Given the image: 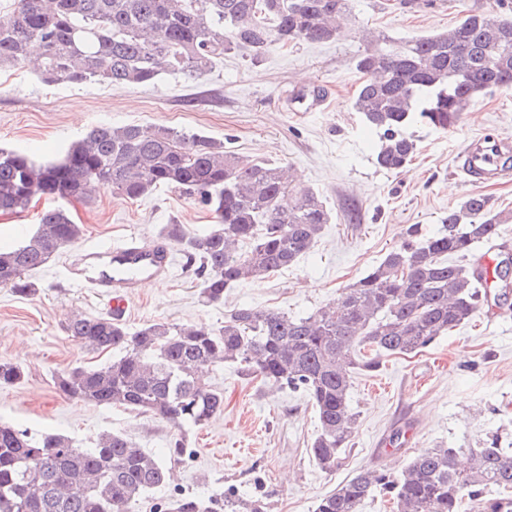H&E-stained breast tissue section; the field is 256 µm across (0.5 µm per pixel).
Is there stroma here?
<instances>
[{
    "mask_svg": "<svg viewBox=\"0 0 512 512\" xmlns=\"http://www.w3.org/2000/svg\"><path fill=\"white\" fill-rule=\"evenodd\" d=\"M494 3L418 0L405 8L400 0H353L346 38L273 46L256 58L232 52L205 74L170 72L149 86L47 85L27 69L6 66L0 68V148L54 159L95 125L162 124L204 133L247 159L293 166L331 213L318 242L295 265L228 289L223 303L208 305L192 272L178 263L169 279L136 289L123 320L134 330L150 322L217 328L227 310L243 303L304 317L380 263L407 227L436 232L449 209L468 196L485 195L496 210L512 214V177L474 182L456 160L476 136L512 139V90L479 97L454 131L414 126L418 151L399 173L376 166L379 138L352 108L363 33L398 42L442 32L463 10ZM318 85L330 89L323 107L289 110L288 96L307 95ZM69 210L84 234L34 273L38 293L20 297L0 286V359L27 371L22 383L0 384V422L33 434L62 433L81 446L119 431L138 447L164 454L174 433L167 422L72 400L55 389L57 372L100 362L67 338V316L108 311L63 273L91 248L156 237L166 224L193 232L211 224L212 216L163 187L134 202L101 189ZM205 377L224 392L223 415L188 429L190 458L176 466L174 482L144 494L135 512L185 495H203L220 506L228 494L261 501L264 512H312L321 495L363 469L397 470L438 446L495 442L512 448V306L493 299L422 352L386 357L379 371L355 375L350 404L356 434L332 473L321 471L309 453L318 420L302 393L276 390L232 364L207 369ZM398 430L405 439L397 452L389 440Z\"/></svg>",
    "mask_w": 512,
    "mask_h": 512,
    "instance_id": "obj_1",
    "label": "stroma"
}]
</instances>
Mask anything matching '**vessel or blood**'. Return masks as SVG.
<instances>
[{
  "label": "vessel or blood",
  "instance_id": "obj_1",
  "mask_svg": "<svg viewBox=\"0 0 512 512\" xmlns=\"http://www.w3.org/2000/svg\"><path fill=\"white\" fill-rule=\"evenodd\" d=\"M463 170L474 180L489 181L504 175L497 153L474 145L462 153ZM174 259L169 246L161 241L132 240L105 251L89 253L83 264L73 268V279L97 288L114 316H123L127 300L146 280L161 282L171 277Z\"/></svg>",
  "mask_w": 512,
  "mask_h": 512
}]
</instances>
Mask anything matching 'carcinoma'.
I'll list each match as a JSON object with an SVG mask.
<instances>
[{
  "mask_svg": "<svg viewBox=\"0 0 512 512\" xmlns=\"http://www.w3.org/2000/svg\"><path fill=\"white\" fill-rule=\"evenodd\" d=\"M351 18V0H15L0 20V67L30 65L45 84L153 85L166 72L203 74L227 51L257 56L274 43H329ZM37 43L41 54L30 55ZM353 108L378 133L377 167L400 172L417 150L412 125L448 132L480 96L512 88V17L469 9L452 28L365 49ZM166 186L207 209L213 225L192 234L166 224L203 299L295 264L313 248L331 215L316 191L269 161L247 160L199 132L156 125H96L59 162L0 149V214L44 197L54 205L18 246L0 249V285L35 293L29 273L83 234L60 202L110 188L138 200ZM512 217L471 195L448 210L439 230L408 229L376 266L340 298L307 317L259 307L224 314V326L155 322L132 332L112 314H72L67 337L93 352L119 355L54 376L62 395L151 414L179 430L159 457L121 432L81 448L60 433L31 435L0 423V512H134L148 491L168 483L187 452L186 425L224 413V392L203 380L207 366L235 364L247 376L302 392L318 430L309 452L324 471L340 466L356 432L349 389L357 371L375 372L385 356L408 355L470 322L488 290L512 275V260L468 265L482 243L505 233ZM23 365L0 360V383L19 384ZM430 448L399 470L364 469L317 500L314 512H361L379 492L396 512H512V454ZM497 495L489 496V491ZM214 512L212 500L182 497L157 512Z\"/></svg>",
  "mask_w": 512,
  "mask_h": 512,
  "instance_id": "obj_1",
  "label": "carcinoma"
}]
</instances>
